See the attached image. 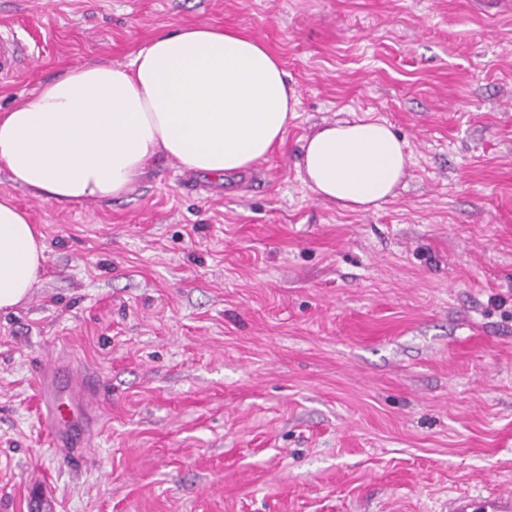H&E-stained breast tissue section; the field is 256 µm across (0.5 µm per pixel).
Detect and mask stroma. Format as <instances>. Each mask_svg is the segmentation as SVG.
Wrapping results in <instances>:
<instances>
[{"label":"stroma","mask_w":512,"mask_h":512,"mask_svg":"<svg viewBox=\"0 0 512 512\" xmlns=\"http://www.w3.org/2000/svg\"><path fill=\"white\" fill-rule=\"evenodd\" d=\"M35 61L0 110L160 33L261 40L299 95L282 142L214 178L158 158L125 196L16 185L43 278L0 311V512H439L512 490V0H0ZM385 120L410 157L366 211L302 146ZM100 384L92 446L56 453L40 360Z\"/></svg>","instance_id":"1"}]
</instances>
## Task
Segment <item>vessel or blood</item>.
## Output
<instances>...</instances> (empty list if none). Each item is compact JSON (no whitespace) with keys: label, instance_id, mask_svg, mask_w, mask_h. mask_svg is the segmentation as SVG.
<instances>
[{"label":"vessel or blood","instance_id":"b4317fda","mask_svg":"<svg viewBox=\"0 0 512 512\" xmlns=\"http://www.w3.org/2000/svg\"><path fill=\"white\" fill-rule=\"evenodd\" d=\"M23 36L13 27H0V78L15 76L34 60L24 53ZM61 367L56 361L44 364L40 391L43 417L49 430L50 445L55 450L87 448L94 430L88 424L90 411L99 394V384L89 372L75 369L68 383H60ZM441 512H512V493L487 491L481 495L465 492L449 497Z\"/></svg>","mask_w":512,"mask_h":512}]
</instances>
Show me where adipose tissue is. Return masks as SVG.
Instances as JSON below:
<instances>
[{
    "label": "adipose tissue",
    "instance_id": "obj_1",
    "mask_svg": "<svg viewBox=\"0 0 512 512\" xmlns=\"http://www.w3.org/2000/svg\"><path fill=\"white\" fill-rule=\"evenodd\" d=\"M299 99L256 38L211 25L156 36L124 66L81 65L0 112V167L59 203L128 193L157 156L221 177L248 170L282 141ZM409 157L389 125L358 118L306 138L310 188L365 211L393 197ZM46 245L12 196L0 194V311L41 282Z\"/></svg>",
    "mask_w": 512,
    "mask_h": 512
}]
</instances>
